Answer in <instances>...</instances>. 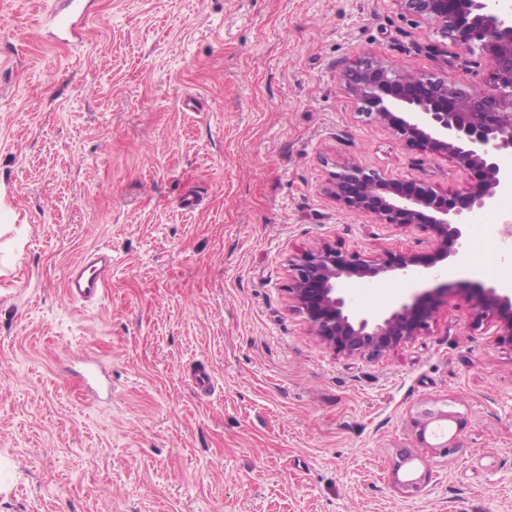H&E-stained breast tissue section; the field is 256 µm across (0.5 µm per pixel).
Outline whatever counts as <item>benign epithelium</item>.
I'll list each match as a JSON object with an SVG mask.
<instances>
[{"instance_id": "benign-epithelium-1", "label": "benign epithelium", "mask_w": 512, "mask_h": 512, "mask_svg": "<svg viewBox=\"0 0 512 512\" xmlns=\"http://www.w3.org/2000/svg\"><path fill=\"white\" fill-rule=\"evenodd\" d=\"M403 8L435 25L437 33L487 61L484 85L408 73L373 57H363L343 75L344 86L370 122L390 127L407 145L445 156L479 176V184L449 198L414 178H390L376 169L345 164L329 174L325 191L346 210L381 224L427 232L433 252L420 256L387 251L368 259L357 250L329 242L298 250L288 259V299L329 348L346 356L373 358L420 336L428 329L433 301L448 294L444 283L418 294L388 313L363 314L352 309L342 284L413 283L442 276L448 243L464 233L467 214L492 205L512 189V16L500 13L497 0H399ZM474 320L496 318L495 336L512 348V295L494 288L470 291ZM451 417L437 402H426L410 415L418 442L440 456L461 448L457 436L437 444L426 439L429 426Z\"/></svg>"}]
</instances>
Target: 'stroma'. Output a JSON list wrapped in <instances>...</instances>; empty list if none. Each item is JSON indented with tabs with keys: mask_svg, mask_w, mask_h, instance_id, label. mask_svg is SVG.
I'll return each instance as SVG.
<instances>
[{
	"mask_svg": "<svg viewBox=\"0 0 512 512\" xmlns=\"http://www.w3.org/2000/svg\"><path fill=\"white\" fill-rule=\"evenodd\" d=\"M50 6L0 0V512H512V348L468 292L502 281L491 227L512 197L471 216L428 330L379 357L334 352L287 292L303 246L430 248L347 211L329 171L474 181L362 122L343 71L372 53L480 85L486 60L458 70L399 0H93L65 43L40 24ZM98 247L105 294L72 302ZM433 286L356 282L350 301L380 313ZM425 400L466 419L434 425L457 455L413 436ZM112 257L101 249L89 251L75 266L66 282L65 292L74 301L99 299L109 281Z\"/></svg>",
	"mask_w": 512,
	"mask_h": 512,
	"instance_id": "35a3bbf8",
	"label": "stroma"
}]
</instances>
